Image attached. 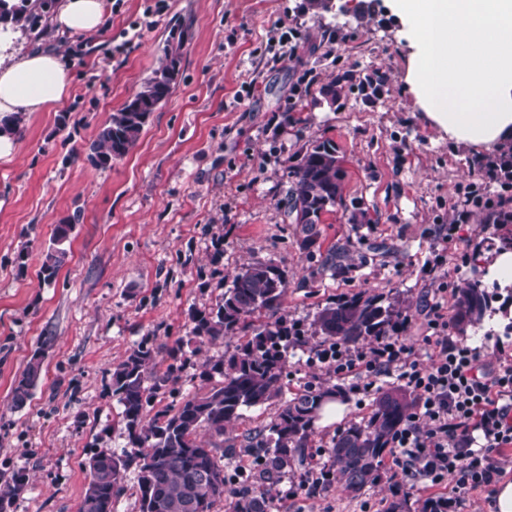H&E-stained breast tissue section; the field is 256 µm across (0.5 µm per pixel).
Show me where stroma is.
I'll list each match as a JSON object with an SVG mask.
<instances>
[{"label": "stroma", "instance_id": "1", "mask_svg": "<svg viewBox=\"0 0 512 512\" xmlns=\"http://www.w3.org/2000/svg\"><path fill=\"white\" fill-rule=\"evenodd\" d=\"M191 24L181 76L150 116L136 146L111 167L84 159L99 127L138 92L160 65L174 19ZM283 24L288 43L274 30ZM389 0L368 11L310 10L305 0H111L102 32L78 42L47 24L30 46H54L74 75L57 109L30 113L21 139L0 158V486L7 512H78L85 463L128 443L112 370L131 349L154 350L158 369L182 345L185 366L155 397L161 410L201 388L199 366L233 351L237 338L200 342L190 313L222 296L224 278L256 260L282 268L288 288L280 310L305 328L288 351L282 398L305 386L341 385L344 412L315 424L302 460L276 480L294 496L273 512H389L396 503L419 512L444 499L448 512H496L486 489H461L405 476L384 461L377 480L357 494L342 482L303 487L313 466L330 467L336 433L371 410L372 395L354 392L355 377L315 370L307 359L321 344L309 326L316 312L365 293L397 304L404 325L393 333L421 364L430 349L426 311L453 317L457 290L479 281L492 296L482 322L461 340L490 367L512 357V288L489 268L493 227L487 198L512 201V188L488 179L476 152L457 145L413 110L405 81L410 47ZM373 72L377 95L323 90L343 71ZM67 112V127L58 124ZM332 140L343 158L349 208L322 217L317 251L301 245L284 200L289 172L306 149ZM467 211L456 244L443 236ZM75 228L68 258L52 282L40 274L43 252L63 221ZM220 263H213L216 246ZM346 272L321 270L330 251ZM41 356V380L22 407L16 379ZM24 477L12 491L14 477Z\"/></svg>", "mask_w": 512, "mask_h": 512}]
</instances>
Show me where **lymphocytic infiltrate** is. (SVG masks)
Here are the masks:
<instances>
[{
    "label": "lymphocytic infiltrate",
    "instance_id": "obj_1",
    "mask_svg": "<svg viewBox=\"0 0 512 512\" xmlns=\"http://www.w3.org/2000/svg\"><path fill=\"white\" fill-rule=\"evenodd\" d=\"M426 337L430 365L413 359L412 349L393 336H377L362 347L327 343L317 363L339 376L395 373L417 395L414 412L393 435L390 453L405 475L438 485L448 478L469 487L494 480V454L512 447V363L487 370L475 348L452 339L450 323L432 308Z\"/></svg>",
    "mask_w": 512,
    "mask_h": 512
}]
</instances>
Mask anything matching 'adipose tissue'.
Listing matches in <instances>:
<instances>
[{"mask_svg":"<svg viewBox=\"0 0 512 512\" xmlns=\"http://www.w3.org/2000/svg\"><path fill=\"white\" fill-rule=\"evenodd\" d=\"M411 47L407 82L417 110L476 151L512 139V0H391ZM107 0H59L49 28L76 38L99 33ZM73 82L62 55L24 49L0 28V114L45 112Z\"/></svg>","mask_w":512,"mask_h":512,"instance_id":"adipose-tissue-1","label":"adipose tissue"}]
</instances>
